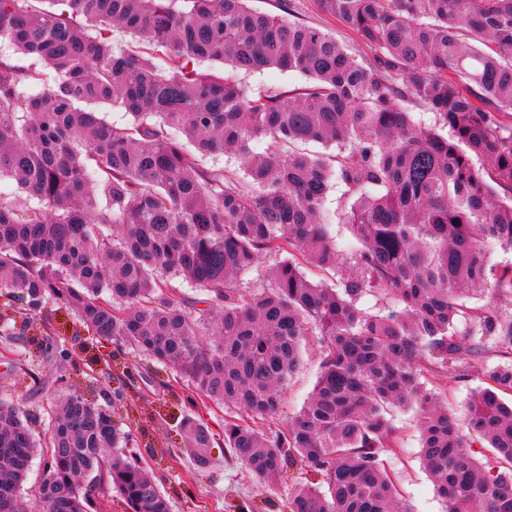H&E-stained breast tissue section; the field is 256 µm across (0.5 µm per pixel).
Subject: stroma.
Masks as SVG:
<instances>
[{
    "instance_id": "35a3bbf8",
    "label": "stroma",
    "mask_w": 512,
    "mask_h": 512,
    "mask_svg": "<svg viewBox=\"0 0 512 512\" xmlns=\"http://www.w3.org/2000/svg\"><path fill=\"white\" fill-rule=\"evenodd\" d=\"M292 14L318 27L357 58L367 57L368 49L353 33L321 11L317 0H292ZM226 77L255 93L299 92L308 80L300 73L275 67L256 72L226 69ZM350 202L343 184H333L324 211L331 222L330 233L342 254L351 253L356 240L342 221ZM46 314L55 330L53 341L70 351L67 361L56 358H32L31 351L41 339L39 329L28 330L27 342H19L0 332V402L19 407L35 437H44L55 406L65 392L89 391L106 367L107 358L133 364L139 357L132 351H119L116 344H91L81 335L75 316L67 310L47 305ZM319 371V353L306 345L300 365L288 382L284 394L283 416L300 410L311 394ZM114 409L123 420V429L132 431L136 442L127 456L148 465L158 487L171 504V512H286L292 489L305 482L307 474L300 466L286 468L269 483L258 481L223 444L211 450L213 467L195 472L184 443L174 427L178 418L195 413L215 432H222L229 411L217 404H201L199 393L184 378H176L171 369L159 375L132 372L127 397ZM390 415L398 445L384 454V463L403 498L414 512H443V505L419 459L420 433L414 412L394 409Z\"/></svg>"
}]
</instances>
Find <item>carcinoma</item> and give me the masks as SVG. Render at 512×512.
Wrapping results in <instances>:
<instances>
[{"mask_svg": "<svg viewBox=\"0 0 512 512\" xmlns=\"http://www.w3.org/2000/svg\"><path fill=\"white\" fill-rule=\"evenodd\" d=\"M37 2L48 7L0 0V43L30 58L0 59V177L18 187L0 199V290L34 315L64 305L95 342L127 344L233 408L224 447L256 479L297 463L310 472L288 512H412L380 459L397 442L391 408L416 411L444 512H512V404L500 398L512 365L481 373L469 435L441 405L444 381L469 378L491 347L512 351V315L467 305L512 291V267L491 264L496 249L512 251V128L501 120L512 112V0H318L370 50L361 61L249 0ZM114 27L143 49L115 53ZM225 66L310 83L253 94ZM405 100L448 136L416 122ZM104 105L134 122L105 123ZM258 138L270 140L263 156ZM309 143L338 151L297 148ZM220 153L237 168L202 165ZM335 181L353 198L349 255L323 217ZM265 262L252 293L242 276ZM305 264L329 281L309 280ZM178 278L219 318L187 310ZM369 293L396 309L363 310ZM310 341L316 386L279 424ZM181 431L195 469L209 470L216 433L192 416ZM129 443L112 412L77 391L41 442L18 408L0 405V512H21L38 451L51 474L36 491L40 512H105L83 486L93 473L131 512H170Z\"/></svg>", "mask_w": 512, "mask_h": 512, "instance_id": "1", "label": "carcinoma"}]
</instances>
